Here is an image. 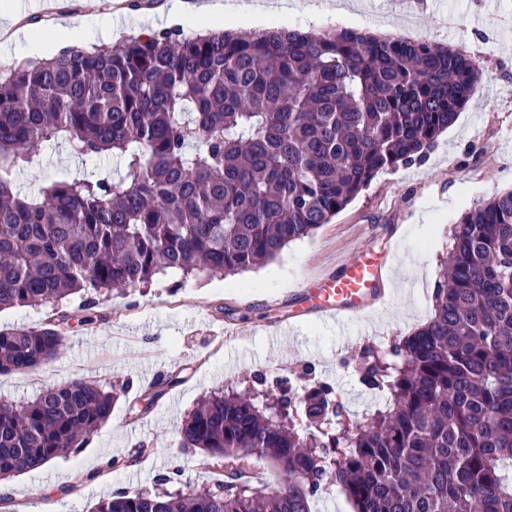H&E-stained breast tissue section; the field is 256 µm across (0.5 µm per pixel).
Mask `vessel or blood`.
Returning a JSON list of instances; mask_svg holds the SVG:
<instances>
[{"mask_svg": "<svg viewBox=\"0 0 512 512\" xmlns=\"http://www.w3.org/2000/svg\"><path fill=\"white\" fill-rule=\"evenodd\" d=\"M383 261L371 251L360 250L357 257L344 265L340 275L323 280L319 290H306L313 313L332 318L337 328L360 316L369 301L381 295L378 286Z\"/></svg>", "mask_w": 512, "mask_h": 512, "instance_id": "1", "label": "vessel or blood"}]
</instances>
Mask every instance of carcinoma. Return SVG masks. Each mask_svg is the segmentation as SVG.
<instances>
[{
    "label": "carcinoma",
    "mask_w": 512,
    "mask_h": 512,
    "mask_svg": "<svg viewBox=\"0 0 512 512\" xmlns=\"http://www.w3.org/2000/svg\"><path fill=\"white\" fill-rule=\"evenodd\" d=\"M484 76L460 49L352 28H173L0 68V309L267 263L382 170L423 164ZM59 140L115 155L125 175L15 193L10 171ZM450 238L432 315L394 340L398 361L359 355L384 408L352 417L324 383L214 391L180 436L224 479L116 492L94 512H311L330 483L353 512H512V190ZM64 340L55 324L0 331V374L39 368ZM117 397L75 380L0 403V480L79 451ZM259 461L276 484L243 480Z\"/></svg>",
    "instance_id": "carcinoma-1"
}]
</instances>
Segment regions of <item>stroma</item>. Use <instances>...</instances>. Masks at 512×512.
Wrapping results in <instances>:
<instances>
[{
  "label": "stroma",
  "mask_w": 512,
  "mask_h": 512,
  "mask_svg": "<svg viewBox=\"0 0 512 512\" xmlns=\"http://www.w3.org/2000/svg\"><path fill=\"white\" fill-rule=\"evenodd\" d=\"M160 15L115 13L109 0H83L74 11L42 0H0V29L12 15L22 26L62 21L67 37L83 46L112 43L178 27L200 32L204 22L185 14L177 0H163ZM266 28H354L459 48L483 67L486 78L457 119L442 133L424 165L380 172L345 210L310 237L291 243L268 264L229 277L199 273L155 276L148 286L123 294L86 291L55 303L0 311V330L39 328L71 316L60 354L41 366L40 380L0 374V402L20 407L45 387L77 379L104 387L125 382L110 420L79 454L8 479L9 512H90L117 491L151 492L157 478L182 471L189 492L218 482L219 471L201 466L200 449L183 448L178 430L197 401L213 391L244 388L258 372L285 377L301 387L331 385L354 416L372 412V391L359 381L355 358L365 346L387 350L430 313L440 259L438 225L454 226L466 209L512 189V0H288L287 12H269ZM112 156L81 158L67 143L42 145L32 164L17 170L13 188L34 194L48 181L93 175L118 176ZM386 254L382 284L389 296L372 336H339L333 324L311 313L294 293L340 273L358 249ZM95 300V323L78 317ZM293 322L291 336L269 346L267 323ZM171 372L182 381L150 407L135 391ZM149 455L119 469L109 460L133 445ZM88 479L76 483L77 472Z\"/></svg>",
  "instance_id": "stroma-1"
}]
</instances>
